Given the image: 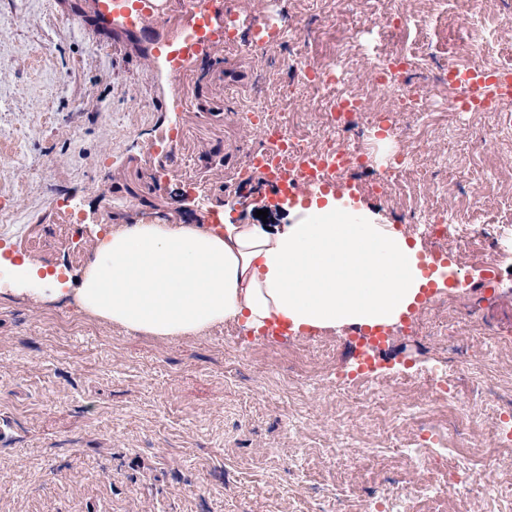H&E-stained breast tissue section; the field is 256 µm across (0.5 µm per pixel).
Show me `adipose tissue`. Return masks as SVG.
Segmentation results:
<instances>
[{"label": "adipose tissue", "instance_id": "adipose-tissue-1", "mask_svg": "<svg viewBox=\"0 0 512 512\" xmlns=\"http://www.w3.org/2000/svg\"><path fill=\"white\" fill-rule=\"evenodd\" d=\"M417 247L327 198L294 224H116L74 293L83 312L152 336L227 320L336 327L390 324L429 279Z\"/></svg>", "mask_w": 512, "mask_h": 512}]
</instances>
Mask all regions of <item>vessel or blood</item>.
Masks as SVG:
<instances>
[{
    "instance_id": "b4317fda",
    "label": "vessel or blood",
    "mask_w": 512,
    "mask_h": 512,
    "mask_svg": "<svg viewBox=\"0 0 512 512\" xmlns=\"http://www.w3.org/2000/svg\"><path fill=\"white\" fill-rule=\"evenodd\" d=\"M96 13L107 24H118L126 29L147 30L164 27L168 14L164 0H95ZM248 28L261 41L276 40L277 28L266 18H241L225 14L223 0H208L205 7L196 8L183 24L176 42L171 43L166 55L170 69L179 74L198 57L207 56L224 39L227 28ZM468 90L464 107H485L490 103L512 99V69L475 66L462 75ZM285 147L274 152L248 156L246 164L264 177L274 192L286 193L290 202L305 203L313 192H331L334 183L326 176L327 158L319 153L302 157L298 172H291L285 156Z\"/></svg>"
}]
</instances>
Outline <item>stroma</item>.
I'll list each match as a JSON object with an SVG mask.
<instances>
[{"mask_svg": "<svg viewBox=\"0 0 512 512\" xmlns=\"http://www.w3.org/2000/svg\"><path fill=\"white\" fill-rule=\"evenodd\" d=\"M277 10L288 44L254 57L219 46L175 75L152 42L174 40L178 19L147 38L102 26L92 0H0V206L16 214L0 224V253L69 282L106 225L138 223L145 209L204 224L230 199L232 218L256 221L269 192L263 177L228 187V174L261 144L237 110L258 81L298 79L279 61L318 63L333 38L351 46L345 90L366 94L372 108L394 98L373 84L394 51L418 57L407 83H435L452 62L512 68V0H323L316 15L306 0H280ZM392 11L401 28L382 27ZM229 67L250 72L252 85L225 83ZM465 93L442 91L424 118L397 114L415 139L400 191L368 190L388 138L369 167L337 178L339 199L400 233L424 208L463 224L512 223V111H458ZM172 128L192 165L162 182L169 158L150 145ZM59 203L78 208L80 223H64ZM450 269L462 282L410 307L417 329L390 326V354L369 374L381 391L368 406L334 390L352 364L346 329L256 335L227 322L165 339L87 316L69 322L67 306L0 282V417L12 423L0 445V512H353L340 489L396 492L411 512H484L479 475L512 472V451L491 437V413L460 394L448 416L469 422L482 456L453 439L448 459L422 469L401 449L437 419L430 390L390 387L435 360L456 372L448 350L464 349L465 337L423 328L447 309L477 311L512 337V269L488 291L479 288L480 250H462ZM402 401L414 414L393 421ZM340 434L345 461L328 453Z\"/></svg>", "mask_w": 512, "mask_h": 512, "instance_id": "1", "label": "stroma"}]
</instances>
